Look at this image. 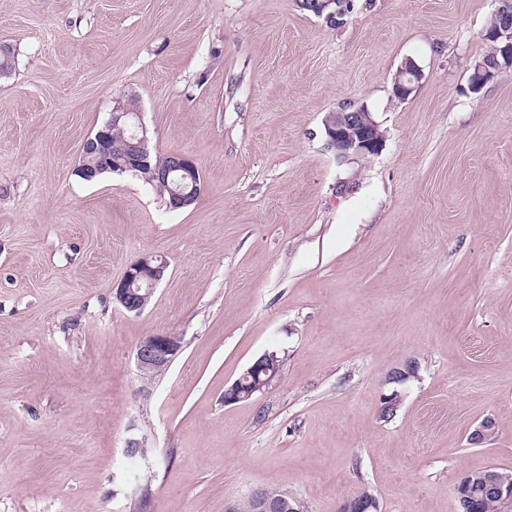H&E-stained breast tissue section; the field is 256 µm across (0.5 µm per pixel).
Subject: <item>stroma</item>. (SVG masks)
Masks as SVG:
<instances>
[{
	"label": "stroma",
	"mask_w": 512,
	"mask_h": 512,
	"mask_svg": "<svg viewBox=\"0 0 512 512\" xmlns=\"http://www.w3.org/2000/svg\"><path fill=\"white\" fill-rule=\"evenodd\" d=\"M502 5L351 0L333 26L298 0H0V512H226L261 490L460 512L463 473L512 472V70L469 89ZM118 97L152 154L195 160L193 205L80 177ZM353 103L385 142L340 159L324 121ZM148 255L168 269L136 315L113 289ZM157 333L183 348L146 387ZM269 350L279 379L225 403Z\"/></svg>",
	"instance_id": "obj_1"
}]
</instances>
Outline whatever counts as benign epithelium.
Segmentation results:
<instances>
[{
	"mask_svg": "<svg viewBox=\"0 0 512 512\" xmlns=\"http://www.w3.org/2000/svg\"><path fill=\"white\" fill-rule=\"evenodd\" d=\"M496 38L506 41L505 62L488 66L477 63L474 68L473 80L476 83H488L502 71L512 67V22L504 24V28L498 30ZM120 125L130 126L134 129L133 144L135 149V165L132 170L147 181L159 179L166 181L170 175L178 177L175 186L169 189V206L173 209H181L194 202L201 191L199 170L194 159L185 154L172 157V161L166 168L160 169L151 164L148 142V130L141 119V113L132 111L121 98L114 100L110 119L103 130L99 131L96 139H87L83 147L84 154H95L99 151L100 141L114 127ZM328 145L335 150L339 158L365 157L375 155L383 144V135L379 131V124L374 120L372 113L361 111L348 112L337 120H325ZM167 271V263L159 256H145L133 262L126 270L120 282L115 288V299L118 304L130 313L141 312L154 293L156 285L163 280ZM182 349L181 337L168 333H159L144 338L136 350V365L143 384H149L155 375L166 370L180 350ZM263 372L277 369V355L274 352H266L257 358L247 369L253 372L257 369ZM484 495H494L504 503L512 502V484L503 486L492 475L481 478L470 475L459 481L457 495L462 500L467 510L472 512L476 506L475 492ZM256 512H301V506L284 498L273 501L262 493H255ZM338 512H378L376 499L365 493H359L345 499L339 506Z\"/></svg>",
	"mask_w": 512,
	"mask_h": 512,
	"instance_id": "7a95c632",
	"label": "benign epithelium"
}]
</instances>
